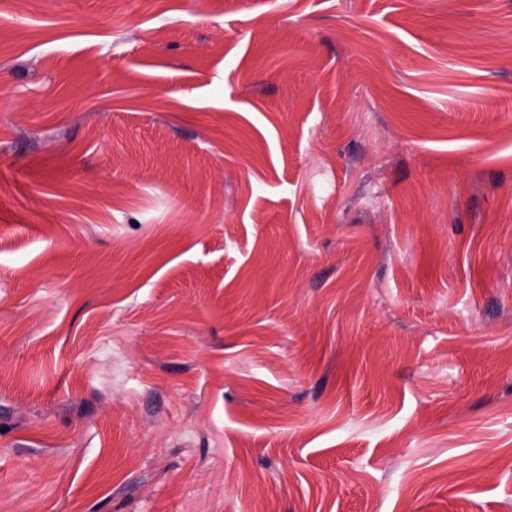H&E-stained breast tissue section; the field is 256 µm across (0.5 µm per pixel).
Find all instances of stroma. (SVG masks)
Returning a JSON list of instances; mask_svg holds the SVG:
<instances>
[{
  "instance_id": "obj_1",
  "label": "stroma",
  "mask_w": 512,
  "mask_h": 512,
  "mask_svg": "<svg viewBox=\"0 0 512 512\" xmlns=\"http://www.w3.org/2000/svg\"><path fill=\"white\" fill-rule=\"evenodd\" d=\"M0 512H512V0H0Z\"/></svg>"
}]
</instances>
